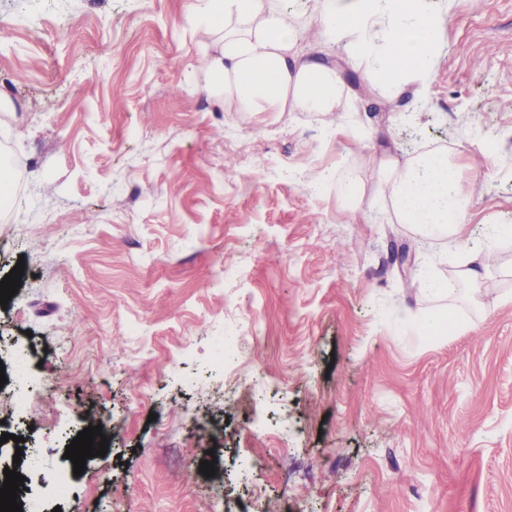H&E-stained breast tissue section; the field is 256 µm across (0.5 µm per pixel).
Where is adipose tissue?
Instances as JSON below:
<instances>
[{"label": "adipose tissue", "mask_w": 512, "mask_h": 512, "mask_svg": "<svg viewBox=\"0 0 512 512\" xmlns=\"http://www.w3.org/2000/svg\"><path fill=\"white\" fill-rule=\"evenodd\" d=\"M315 21H286L278 0H190V9L216 37L201 71L209 97L225 111L341 112L352 94L351 72H363L369 90L385 101L426 100L447 20L429 13L426 0H318ZM314 43L300 52L303 35ZM468 143L437 147L406 158L379 159L371 174L337 177L336 198L352 223L365 219L363 202L375 189L401 224L450 244L455 279L481 287L512 240V225L482 249L461 248L470 217L464 191Z\"/></svg>", "instance_id": "adipose-tissue-1"}]
</instances>
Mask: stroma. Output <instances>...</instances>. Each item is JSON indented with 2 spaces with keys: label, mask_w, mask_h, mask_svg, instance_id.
Here are the masks:
<instances>
[{
  "label": "stroma",
  "mask_w": 512,
  "mask_h": 512,
  "mask_svg": "<svg viewBox=\"0 0 512 512\" xmlns=\"http://www.w3.org/2000/svg\"><path fill=\"white\" fill-rule=\"evenodd\" d=\"M54 2L0 10V153L22 165L0 278L25 263L0 361L29 340L56 386L24 423L0 410V470L38 489L94 418L108 452L48 512H217L214 487L226 512H512V245L485 290L435 299L389 257L448 279L444 241L376 197L351 223L334 179L464 138L467 242L512 224V0H430L428 99L354 98L333 126L209 99L186 0ZM440 312L463 331L422 335Z\"/></svg>",
  "instance_id": "obj_1"
}]
</instances>
